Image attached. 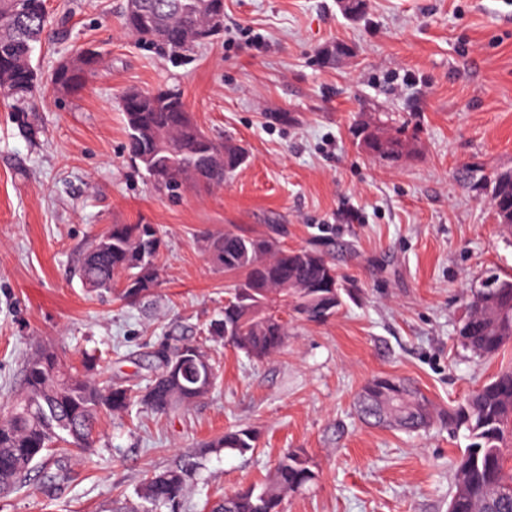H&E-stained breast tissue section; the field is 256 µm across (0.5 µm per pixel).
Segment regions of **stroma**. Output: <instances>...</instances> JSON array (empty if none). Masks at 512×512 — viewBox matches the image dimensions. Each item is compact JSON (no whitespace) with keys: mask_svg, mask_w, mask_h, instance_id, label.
<instances>
[{"mask_svg":"<svg viewBox=\"0 0 512 512\" xmlns=\"http://www.w3.org/2000/svg\"><path fill=\"white\" fill-rule=\"evenodd\" d=\"M46 7L50 40L33 55L43 81L24 124L0 99V415L36 346L73 362L99 349L135 385L160 338L199 339L234 280L203 250L225 230L282 225L283 244L324 251L350 296L327 322L289 317L286 344L264 360L221 349L216 391L189 410L102 417L96 446L60 459L67 481L32 478L0 512H119L146 474L187 454L199 467L182 512H205L288 450L306 453L316 479L281 512H448L464 434L369 426L355 402L383 376L445 407L512 368V343L478 360L456 340L467 284L490 268L512 274V234L472 181L512 170V0H369L355 21L336 0H224L220 35L179 63L122 29L124 0ZM338 44L350 55L321 63ZM90 45L106 66L58 91L53 69ZM167 88L206 133L247 148L223 187L172 198L130 158L121 94ZM271 112L294 120L269 123ZM362 117L408 124L412 153L389 165L361 151L350 127ZM137 223L164 241L149 305L88 293L75 274L88 240ZM241 428L254 451L206 450Z\"/></svg>","mask_w":512,"mask_h":512,"instance_id":"35a3bbf8","label":"stroma"}]
</instances>
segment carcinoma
<instances>
[{"label":"carcinoma","mask_w":512,"mask_h":512,"mask_svg":"<svg viewBox=\"0 0 512 512\" xmlns=\"http://www.w3.org/2000/svg\"><path fill=\"white\" fill-rule=\"evenodd\" d=\"M203 0H144L141 15L123 12L125 30L140 42L158 45L171 56H186L197 43L185 32L206 22ZM45 0H0V94L24 104L36 97L39 85L32 64L36 44L47 31ZM92 62L77 71L55 70L51 81L81 90L106 64L91 49ZM127 132L126 149L159 189L178 194L199 182L221 187L248 159L246 149L230 137L217 140L187 112L174 89L121 97ZM359 121L351 129L356 146L382 161L396 163L411 151L407 125L383 139ZM498 224L512 231V171H502L486 186ZM163 240L153 224H112L85 250L78 275L83 287L98 295L119 286L129 306L143 304L160 284L158 257ZM205 251L218 268L239 277L228 289L224 312L203 329V341L171 338L154 352L153 373L142 387L112 379L94 354L76 366L51 347H44L23 366V388L0 418V497L24 486L31 473L47 468L50 453L93 447L102 415H120L133 405L161 417L187 410L217 386L214 352L224 344L262 360L278 351L288 336V322L278 314L292 311L304 321L324 323L343 306L346 292L336 267L316 250H295L278 238L226 231L209 238ZM486 302L469 296L466 315L457 329L461 347L484 359L512 340L507 327L487 330ZM399 429L415 432L438 423L454 432L467 431L468 446L452 461L455 512H512V370L498 373L465 399L443 411L410 382L391 377L367 381L359 395L362 419L380 424L377 407ZM248 429L229 431L209 444L214 451L244 454L255 448ZM196 468L192 457L147 477L137 492L143 512L181 509L187 479ZM315 479L308 458L289 451L278 459L271 476L261 483L226 495L210 512H280L283 496Z\"/></svg>","instance_id":"1"}]
</instances>
